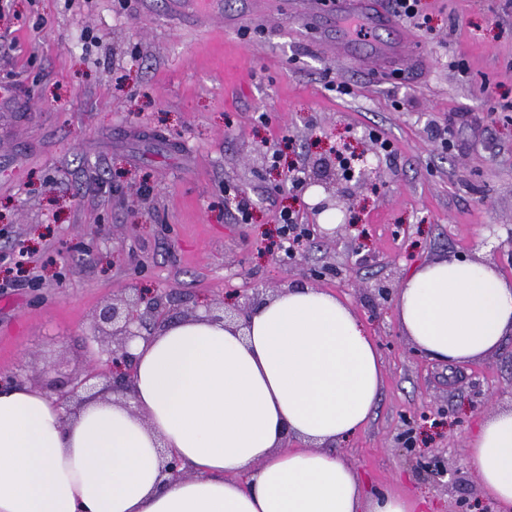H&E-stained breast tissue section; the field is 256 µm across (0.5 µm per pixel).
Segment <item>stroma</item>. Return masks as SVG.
Masks as SVG:
<instances>
[{
    "label": "stroma",
    "mask_w": 512,
    "mask_h": 512,
    "mask_svg": "<svg viewBox=\"0 0 512 512\" xmlns=\"http://www.w3.org/2000/svg\"><path fill=\"white\" fill-rule=\"evenodd\" d=\"M332 2L0 0V87L32 105L0 112V282L18 248L31 279L0 289V375L45 391L107 372L89 349L94 314L130 288L175 289L187 310L299 283L280 259V213L313 223L307 180L354 147L383 170L337 184L350 207L336 221L358 225L361 252L343 233L301 258L326 267L319 289L352 306L382 357L370 420L336 452L370 492L504 512L466 448L512 407V335L449 367L411 344L377 290L447 253L512 281V0H421L420 21L380 31L385 44L411 35L381 68L337 57ZM409 429L450 482L401 448Z\"/></svg>",
    "instance_id": "obj_1"
}]
</instances>
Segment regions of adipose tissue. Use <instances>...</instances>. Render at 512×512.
<instances>
[{
    "mask_svg": "<svg viewBox=\"0 0 512 512\" xmlns=\"http://www.w3.org/2000/svg\"><path fill=\"white\" fill-rule=\"evenodd\" d=\"M396 309L430 358L479 362L512 335V281L484 260L438 257L404 281ZM131 351L130 409L106 392L70 413L57 395L0 387V512H420L367 493L331 449L367 424L382 384L373 340L335 295L288 288L244 327L176 321ZM167 454L185 477L163 474ZM467 461L512 508V409L481 422Z\"/></svg>",
    "mask_w": 512,
    "mask_h": 512,
    "instance_id": "obj_1",
    "label": "adipose tissue"
}]
</instances>
